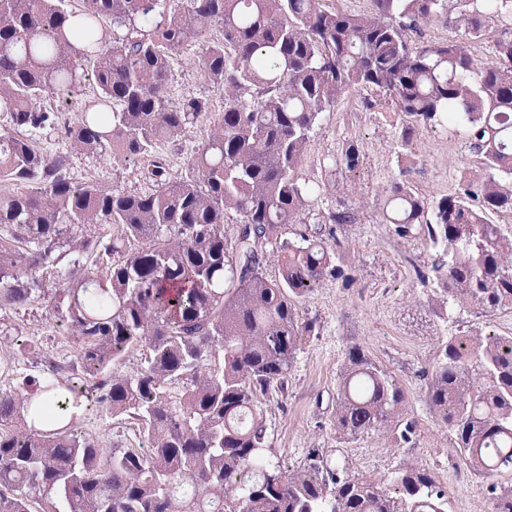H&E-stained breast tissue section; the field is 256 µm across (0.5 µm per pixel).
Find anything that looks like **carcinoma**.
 Wrapping results in <instances>:
<instances>
[{
    "instance_id": "obj_1",
    "label": "carcinoma",
    "mask_w": 512,
    "mask_h": 512,
    "mask_svg": "<svg viewBox=\"0 0 512 512\" xmlns=\"http://www.w3.org/2000/svg\"><path fill=\"white\" fill-rule=\"evenodd\" d=\"M0 0V311L59 281L57 314L79 341L64 380L58 368L20 396L0 389V512H448L425 468L405 462L395 499L381 483L322 458L285 473L266 455L262 398L284 388L303 337L297 303L341 267L327 237L304 231L320 185L300 165L318 117L351 88H378L424 124L463 125L480 174L430 203L405 179L386 191L395 233L420 226L435 258L418 277L485 312L512 307V235L489 222L512 214V32L480 63L452 42L416 46L406 31L445 0H372L367 16L320 0ZM450 19L479 36L512 0H460ZM112 22V44L100 27ZM222 37L208 38L211 27ZM202 45L200 65L225 87L224 114L178 180L152 171L156 189L116 194L76 184L66 157L35 136L53 130L85 78L93 108L67 135L95 155L151 153L209 111L202 98L166 107L175 52ZM348 145L331 171H351ZM240 216L237 244L224 214ZM141 243L131 249L130 242ZM280 246L279 276L262 267ZM147 344L144 367L108 377L129 348ZM182 383L181 391L172 385ZM429 408L448 427L460 465L512 477V336H456L426 373ZM406 397L364 351L349 348L336 387L339 437L372 432L413 444ZM105 409L137 424L147 447L106 451L78 419ZM489 512H512V486L490 487Z\"/></svg>"
}]
</instances>
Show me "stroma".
<instances>
[{
    "mask_svg": "<svg viewBox=\"0 0 512 512\" xmlns=\"http://www.w3.org/2000/svg\"><path fill=\"white\" fill-rule=\"evenodd\" d=\"M456 0H446L444 15L418 23L408 37L418 44H466L482 62L493 61V45L512 16L489 19L485 34L473 40L460 24L448 23L456 15ZM200 50L180 49L173 60L168 84L170 108L191 98L211 104L207 117L157 142L153 158L124 155L96 156L76 148L66 134L93 98L91 81H83L71 102H57L58 129L40 135L39 147L49 154L67 156L73 179L93 182L115 193L152 192L151 160L161 161L166 177L184 176L208 131L224 111V90L211 83L199 63ZM406 118L384 92L352 88L335 107L323 112L309 139L301 164L303 179L325 185L314 200L309 223L337 210L348 211L349 223L336 227V255L345 275L326 278L300 300L298 314L315 330L304 337L288 371V387L269 393L265 424L269 457L286 472L306 469L313 454L328 461L346 460L353 472L392 482L405 459H413L432 476L448 498V512H488L490 478L466 472L459 465L454 440L430 412L424 370L440 362L444 343L453 336L495 334L512 336V307L484 312L449 304L436 312L433 282L416 275L430 260L433 249L418 230L398 236L383 216L385 189L393 180H409L419 196L435 201L455 191L473 169V156L462 126L417 125L409 142L400 131ZM357 144L359 166L350 173L330 174L327 164L347 143ZM44 293L36 302L0 315V329L23 345L7 387L22 393L28 377L42 375L51 365L71 364L77 341L62 325L55 306L59 285L44 279ZM360 345L406 396L409 416L418 422L413 447L395 446L378 433L356 439L340 438L333 423L336 387L346 352ZM82 432L104 448H140L144 445L136 425L122 417L94 411L78 421Z\"/></svg>",
    "mask_w": 512,
    "mask_h": 512,
    "instance_id": "stroma-1",
    "label": "stroma"
}]
</instances>
